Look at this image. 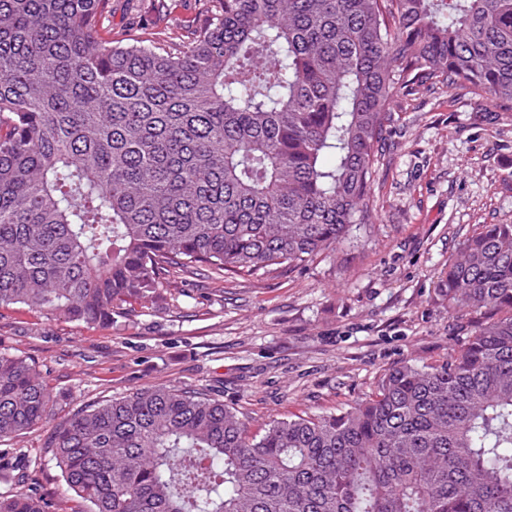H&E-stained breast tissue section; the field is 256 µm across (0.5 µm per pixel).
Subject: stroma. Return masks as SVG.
Returning a JSON list of instances; mask_svg holds the SVG:
<instances>
[{
	"instance_id": "stroma-1",
	"label": "stroma",
	"mask_w": 512,
	"mask_h": 512,
	"mask_svg": "<svg viewBox=\"0 0 512 512\" xmlns=\"http://www.w3.org/2000/svg\"><path fill=\"white\" fill-rule=\"evenodd\" d=\"M210 0H110L102 38L184 39ZM373 184L374 221L335 253L290 272L219 278L170 269L165 309L138 305L109 327L0 309V352L27 358L58 400L56 419L155 386L204 389L251 431L326 416L370 394L384 369L446 355L464 329L436 286L482 224L512 223V112L491 114L442 85L398 98ZM40 428L0 443V472H23L55 512L74 506Z\"/></svg>"
}]
</instances>
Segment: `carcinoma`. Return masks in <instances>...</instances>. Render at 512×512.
<instances>
[{"label": "carcinoma", "instance_id": "cac0c4a2", "mask_svg": "<svg viewBox=\"0 0 512 512\" xmlns=\"http://www.w3.org/2000/svg\"><path fill=\"white\" fill-rule=\"evenodd\" d=\"M176 47L98 37L108 0H0V308L107 326L172 266L299 269L373 223L375 147L429 84L512 112V0H212ZM438 290L447 356L344 412L260 435L204 390L152 387L57 423L82 512H512V224ZM56 403L0 353V439ZM0 512H49L0 492Z\"/></svg>", "mask_w": 512, "mask_h": 512}]
</instances>
